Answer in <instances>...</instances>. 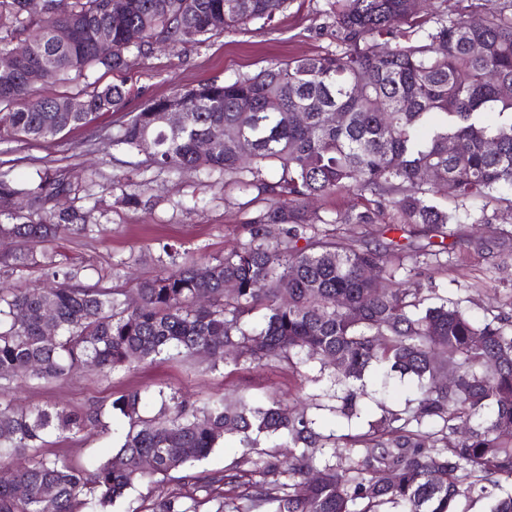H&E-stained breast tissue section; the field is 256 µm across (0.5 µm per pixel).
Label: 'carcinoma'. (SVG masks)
<instances>
[{"mask_svg": "<svg viewBox=\"0 0 512 512\" xmlns=\"http://www.w3.org/2000/svg\"><path fill=\"white\" fill-rule=\"evenodd\" d=\"M22 0H0V139L52 141L84 126L99 112L124 108V83L90 93L33 95L27 72L50 67L59 81L93 67L124 71L132 53L155 45L201 42L250 22L269 23L288 0H72L67 13L32 15ZM339 49L276 60L254 75L178 89L123 122L112 142L143 153L145 162L176 174L186 168L224 175L243 192L257 190L256 208L233 225L238 244L222 258L179 262L162 246L158 271L138 283L140 302L119 288L74 283L72 269L47 252L0 257V266L41 270L43 285L25 291L0 285V465L12 485L0 484V512H109L139 483L190 467L226 435L255 449L262 438L288 449V461L256 452L251 472L279 470L256 502L273 512H462V500L492 495L512 480V317L476 321L459 303L405 284L420 265L445 259L452 215L439 200L466 202L512 192V11L448 15L412 11L408 0H334ZM112 32L102 55L96 32ZM138 31V41L129 34ZM27 55L16 53L19 44ZM479 44L481 52L472 50ZM86 111L70 112L74 98ZM171 105L184 109L172 130L155 122ZM331 111L343 124L327 121ZM306 120L298 122L295 113ZM221 149L197 153L200 140ZM455 153L448 154V142ZM496 143L490 151L487 143ZM275 167V182L263 170ZM426 171L430 182L422 180ZM75 191L57 169L44 167L27 181L0 171V235L49 241L94 231L92 209L55 210L51 201ZM358 199L325 217L305 201L337 192ZM27 203L24 210L11 206ZM318 224L378 226L377 236L348 243L320 239ZM400 233L384 242L381 237ZM415 238L427 243L417 246ZM233 283L234 291L225 284ZM208 285L210 303L196 297ZM341 303H336V299ZM57 332L44 335V310ZM175 352L217 360L278 361L297 370L304 358L333 370L344 387L336 416L352 419L360 407L357 383L379 366L415 381V405L386 410L364 431L333 444L334 463L316 465L315 449L328 437L306 407L260 404L240 395L201 406L159 393L160 408L144 415L133 389L91 410L20 406L9 381H60L80 369L111 374ZM455 377L451 386L439 381ZM122 415L119 449L89 467L36 454L55 433L107 427ZM467 427L459 438L457 429ZM154 461L151 470L142 459ZM155 512H190L179 496L161 499Z\"/></svg>", "mask_w": 512, "mask_h": 512, "instance_id": "1", "label": "carcinoma"}]
</instances>
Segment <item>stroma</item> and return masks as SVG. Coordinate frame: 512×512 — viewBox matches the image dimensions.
<instances>
[{
	"mask_svg": "<svg viewBox=\"0 0 512 512\" xmlns=\"http://www.w3.org/2000/svg\"><path fill=\"white\" fill-rule=\"evenodd\" d=\"M332 4L333 0H290L271 24L253 22L212 34L200 44L159 48L145 57L133 55L119 74L95 68L84 79L37 86L40 94L76 93L121 82L130 91L122 110L101 113L89 125L64 130L52 142L0 141V162L13 161L14 178L26 180L39 167L60 169L78 187L75 196L65 197L64 206L95 207L103 233L92 238L74 235L48 245L58 261L78 270L79 284L123 288L133 304L138 300L135 282L154 275L163 244L214 258L236 246L230 227L249 211V193L225 184L219 175L208 177L185 169L172 176L142 165L141 155L113 145L112 134L130 115L174 90L254 74L273 60L334 51ZM133 188L140 193V204L124 200ZM447 207L453 216L448 229L459 245L447 266H421L417 282L460 303L477 320L499 313L512 316V204L478 198L463 206L451 200ZM363 384L360 414L349 422L329 411L335 391L332 373L321 370L315 360L292 375L286 365L275 361L212 363L176 356L107 376L84 370L42 385L18 379L12 392L23 404H62L82 410L137 388L145 394L149 416L157 413L162 391L196 404L235 390L260 403L311 396L316 405L309 408V416L323 435L337 438L365 428L383 409L404 408L415 389L410 380L380 368L369 372ZM125 428L124 418L116 415L107 428L50 438L46 450L86 465L117 449ZM245 454L235 438H226L191 468L154 477L129 490L112 512H154L158 500L170 495L182 496L192 512H215L228 493H247V486L232 491L222 481L224 475L242 469Z\"/></svg>",
	"mask_w": 512,
	"mask_h": 512,
	"instance_id": "1",
	"label": "stroma"
}]
</instances>
